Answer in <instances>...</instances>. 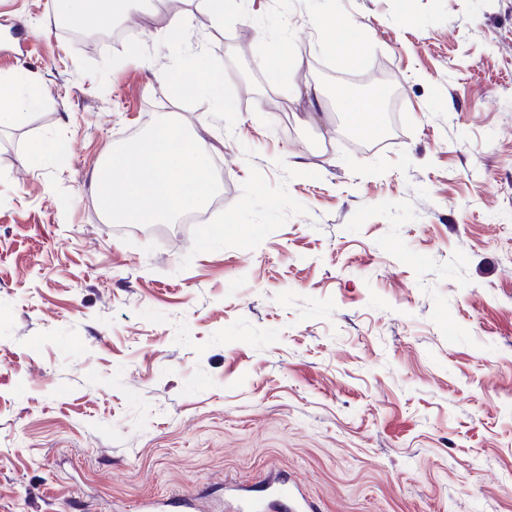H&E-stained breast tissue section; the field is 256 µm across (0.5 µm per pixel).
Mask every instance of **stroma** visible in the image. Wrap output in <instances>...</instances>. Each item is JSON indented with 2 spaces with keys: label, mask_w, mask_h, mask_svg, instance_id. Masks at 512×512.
<instances>
[{
  "label": "stroma",
  "mask_w": 512,
  "mask_h": 512,
  "mask_svg": "<svg viewBox=\"0 0 512 512\" xmlns=\"http://www.w3.org/2000/svg\"><path fill=\"white\" fill-rule=\"evenodd\" d=\"M59 5L0 0V75L56 102L0 125V512L220 505L274 474L317 512H512V0H255L220 26L180 0L177 56L169 11L98 45ZM328 11L355 64L322 50ZM383 79L366 137L344 99ZM165 111L213 146L202 222L108 223L94 167ZM186 19L183 14H173L165 27L164 35L167 39L166 46L173 53H180L182 50V42L180 37L182 36Z\"/></svg>",
  "instance_id": "1"
}]
</instances>
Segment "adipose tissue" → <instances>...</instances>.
Masks as SVG:
<instances>
[{
    "label": "adipose tissue",
    "mask_w": 512,
    "mask_h": 512,
    "mask_svg": "<svg viewBox=\"0 0 512 512\" xmlns=\"http://www.w3.org/2000/svg\"><path fill=\"white\" fill-rule=\"evenodd\" d=\"M70 24L95 31L111 28L131 12H151L153 0H61ZM54 100L18 77H0V124L25 111L54 108ZM204 141L190 139L168 113L158 115L151 135L108 155L94 170L97 201L114 224H160L201 208L212 188ZM194 192H186V184Z\"/></svg>",
    "instance_id": "adipose-tissue-1"
}]
</instances>
